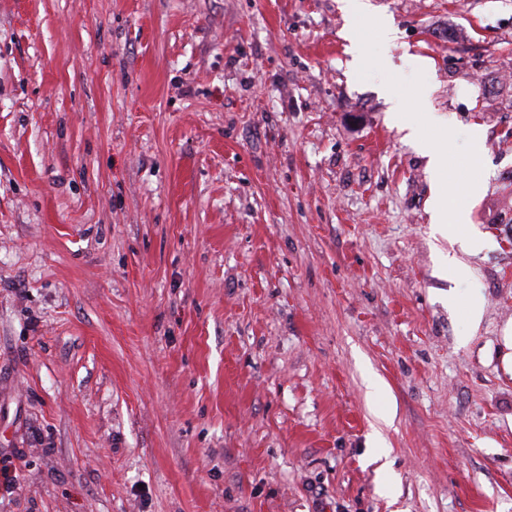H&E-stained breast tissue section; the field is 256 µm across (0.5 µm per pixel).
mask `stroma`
<instances>
[{
    "mask_svg": "<svg viewBox=\"0 0 512 512\" xmlns=\"http://www.w3.org/2000/svg\"><path fill=\"white\" fill-rule=\"evenodd\" d=\"M365 2L0 0V512H512V0ZM431 210L432 220L441 226L440 232H443L442 226L448 221V218H452L455 224H466L468 220L466 213L454 206L453 199L441 193L432 199Z\"/></svg>",
    "mask_w": 512,
    "mask_h": 512,
    "instance_id": "stroma-1",
    "label": "stroma"
}]
</instances>
